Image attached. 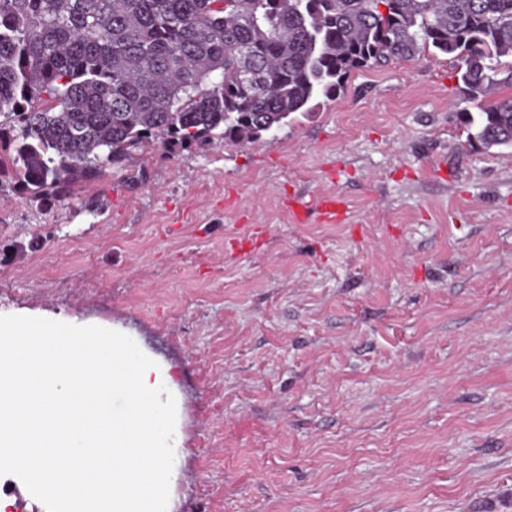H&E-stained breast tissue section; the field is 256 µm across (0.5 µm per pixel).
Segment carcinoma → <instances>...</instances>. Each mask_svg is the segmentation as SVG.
Listing matches in <instances>:
<instances>
[{"label": "carcinoma", "mask_w": 512, "mask_h": 512, "mask_svg": "<svg viewBox=\"0 0 512 512\" xmlns=\"http://www.w3.org/2000/svg\"><path fill=\"white\" fill-rule=\"evenodd\" d=\"M431 48L475 98L512 86V0H0V178L51 205L152 145L257 141ZM457 117L512 147V97Z\"/></svg>", "instance_id": "1"}]
</instances>
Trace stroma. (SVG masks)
Wrapping results in <instances>:
<instances>
[{
    "label": "stroma",
    "mask_w": 512,
    "mask_h": 512,
    "mask_svg": "<svg viewBox=\"0 0 512 512\" xmlns=\"http://www.w3.org/2000/svg\"><path fill=\"white\" fill-rule=\"evenodd\" d=\"M510 96L426 50L252 143L1 191L0 316L173 368L172 512H512V149L456 118Z\"/></svg>",
    "instance_id": "stroma-1"
}]
</instances>
